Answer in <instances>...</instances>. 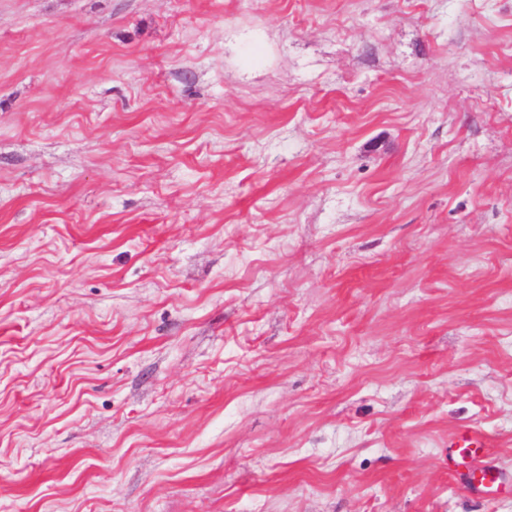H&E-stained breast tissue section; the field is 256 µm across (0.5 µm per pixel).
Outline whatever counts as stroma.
Returning a JSON list of instances; mask_svg holds the SVG:
<instances>
[{
  "label": "stroma",
  "instance_id": "stroma-1",
  "mask_svg": "<svg viewBox=\"0 0 512 512\" xmlns=\"http://www.w3.org/2000/svg\"><path fill=\"white\" fill-rule=\"evenodd\" d=\"M512 0H0V512H512ZM490 439L471 428L448 442V471L463 478L464 486L486 497H495L503 488L505 472L487 462Z\"/></svg>",
  "mask_w": 512,
  "mask_h": 512
}]
</instances>
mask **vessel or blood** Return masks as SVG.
Instances as JSON below:
<instances>
[{
	"instance_id": "vessel-or-blood-1",
	"label": "vessel or blood",
	"mask_w": 512,
	"mask_h": 512,
	"mask_svg": "<svg viewBox=\"0 0 512 512\" xmlns=\"http://www.w3.org/2000/svg\"><path fill=\"white\" fill-rule=\"evenodd\" d=\"M490 439L478 429H469L448 444V469L462 478L465 487L485 496H496L504 486L505 473L489 464Z\"/></svg>"
}]
</instances>
